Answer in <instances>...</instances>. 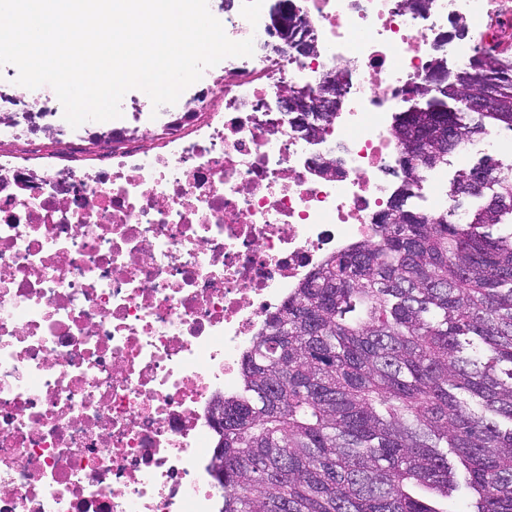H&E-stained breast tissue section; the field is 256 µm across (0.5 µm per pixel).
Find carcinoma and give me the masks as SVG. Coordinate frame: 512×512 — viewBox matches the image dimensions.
<instances>
[{"label":"carcinoma","mask_w":512,"mask_h":512,"mask_svg":"<svg viewBox=\"0 0 512 512\" xmlns=\"http://www.w3.org/2000/svg\"><path fill=\"white\" fill-rule=\"evenodd\" d=\"M476 49L417 85L395 130L410 178L486 125L512 131V52ZM478 120H473L472 115ZM491 191L462 222L404 208L316 267L266 319L224 399L223 512H512V168L459 170L450 197Z\"/></svg>","instance_id":"1"}]
</instances>
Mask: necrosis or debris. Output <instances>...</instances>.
Segmentation results:
<instances>
[{
    "label": "necrosis or debris",
    "instance_id": "obj_1",
    "mask_svg": "<svg viewBox=\"0 0 512 512\" xmlns=\"http://www.w3.org/2000/svg\"><path fill=\"white\" fill-rule=\"evenodd\" d=\"M268 2L226 0V35L254 53L207 68L192 106H160L159 147L132 99L103 158L71 164L91 124L61 134L52 87L22 90L43 122L28 151L0 152V512H221L215 400L268 313L400 193L395 117L434 61L465 65L512 15V0ZM301 19L317 57L288 45ZM453 20L471 40L449 38ZM327 73L345 109L317 141L277 103ZM46 140L60 164H36Z\"/></svg>",
    "mask_w": 512,
    "mask_h": 512
}]
</instances>
